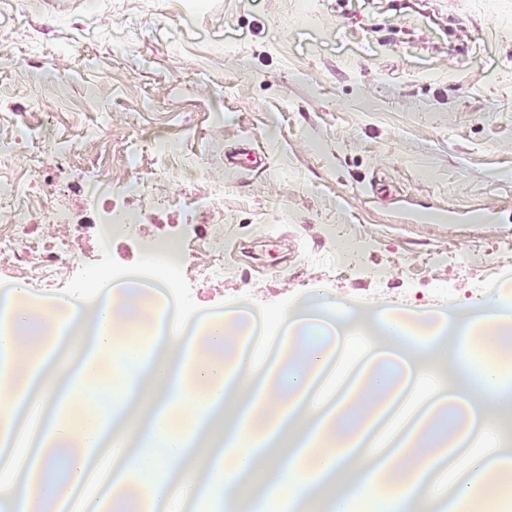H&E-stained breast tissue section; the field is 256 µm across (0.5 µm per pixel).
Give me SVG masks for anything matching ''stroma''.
Instances as JSON below:
<instances>
[{
	"label": "stroma",
	"instance_id": "35a3bbf8",
	"mask_svg": "<svg viewBox=\"0 0 512 512\" xmlns=\"http://www.w3.org/2000/svg\"><path fill=\"white\" fill-rule=\"evenodd\" d=\"M111 13L104 24L103 13ZM54 125L65 214L86 196L138 211L145 239L170 225L224 226L231 288L174 275L187 304L270 314L309 289L356 306L467 308L512 277V0H27L0 7V179ZM265 156L233 169L224 155ZM166 176L156 181L154 168ZM140 199L125 198L131 171ZM224 186L212 212L211 184ZM404 207L497 200L495 224L463 237L399 223ZM345 235L333 240L329 227ZM182 241L194 259L199 238ZM477 251L461 270L451 253ZM357 256L328 278L320 258ZM136 243L91 253L65 293L135 267Z\"/></svg>",
	"mask_w": 512,
	"mask_h": 512
}]
</instances>
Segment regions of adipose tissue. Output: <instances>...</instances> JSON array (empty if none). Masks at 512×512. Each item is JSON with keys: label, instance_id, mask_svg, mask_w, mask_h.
Wrapping results in <instances>:
<instances>
[{"label": "adipose tissue", "instance_id": "ef3b65f1", "mask_svg": "<svg viewBox=\"0 0 512 512\" xmlns=\"http://www.w3.org/2000/svg\"><path fill=\"white\" fill-rule=\"evenodd\" d=\"M171 264L148 255L76 300L0 286V454L28 456L0 474V512H112L138 485L145 512L512 501V279L448 312L361 311L314 289L273 316L213 314L183 305ZM105 358L121 387L102 382ZM61 446L74 454L47 481Z\"/></svg>", "mask_w": 512, "mask_h": 512}]
</instances>
